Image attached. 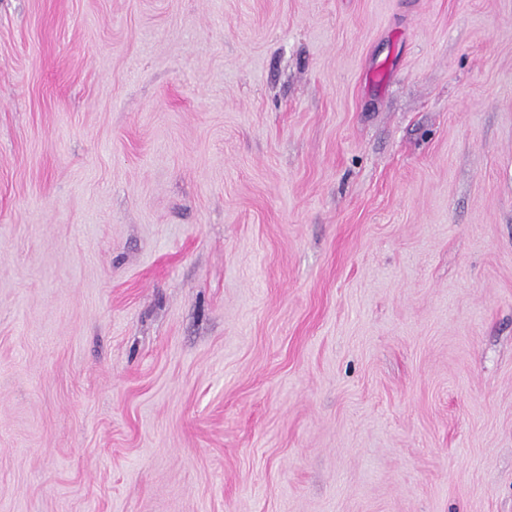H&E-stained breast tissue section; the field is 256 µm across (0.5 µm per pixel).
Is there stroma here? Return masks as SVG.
Returning a JSON list of instances; mask_svg holds the SVG:
<instances>
[{
  "mask_svg": "<svg viewBox=\"0 0 512 512\" xmlns=\"http://www.w3.org/2000/svg\"><path fill=\"white\" fill-rule=\"evenodd\" d=\"M0 512H512V0H0Z\"/></svg>",
  "mask_w": 512,
  "mask_h": 512,
  "instance_id": "35a3bbf8",
  "label": "stroma"
}]
</instances>
